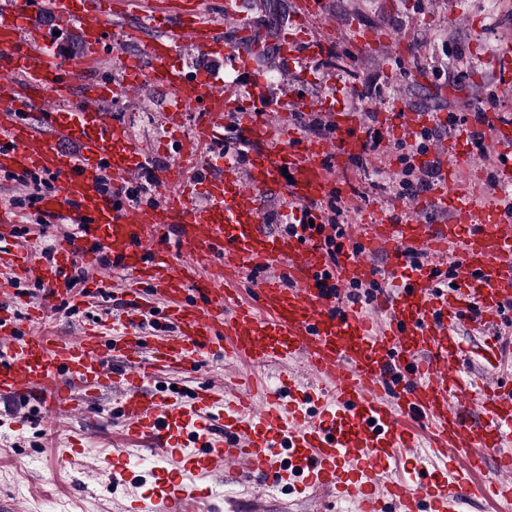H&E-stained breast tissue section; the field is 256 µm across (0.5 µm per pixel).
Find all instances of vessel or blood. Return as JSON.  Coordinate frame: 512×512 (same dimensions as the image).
Masks as SVG:
<instances>
[{
  "instance_id": "1",
  "label": "vessel or blood",
  "mask_w": 512,
  "mask_h": 512,
  "mask_svg": "<svg viewBox=\"0 0 512 512\" xmlns=\"http://www.w3.org/2000/svg\"><path fill=\"white\" fill-rule=\"evenodd\" d=\"M0 0V164L19 173L54 176L57 193L45 202L50 216L71 229L52 260L18 243L15 216L0 208V398L27 400L37 409L85 408L101 391L119 387L120 421L128 439L145 443L169 466L170 484L133 500L132 512H197L199 495L185 474L221 473L280 490L287 486L329 492V512L354 502L358 512H456L459 503L483 499L492 512H512V455L500 453L512 436V383L472 379L452 328L468 318L487 330L485 351L496 356L492 334L512 301V218L488 200L480 182L461 180V161L449 156L427 197L450 212L445 224L416 218L399 222L377 213L357 225L336 265H329L325 222L317 202L335 187L325 164L329 151L347 155L362 145L361 110L330 113L333 142L302 136L288 125L289 111L308 112L311 101L273 102L263 91L243 45L224 38L221 25L204 21L201 0ZM51 14L74 27L85 46L80 62L63 59L38 19ZM153 36H145V29ZM117 45L121 81L94 71ZM136 45V53L125 45ZM250 74L227 85L218 71L186 70L176 56L185 45ZM328 44L310 39L279 44L284 59L315 57ZM498 88L512 93V42L492 57ZM169 93L166 130L178 128L182 108L201 115L175 160L157 170L156 203L129 205L119 190L152 156L129 128L112 117L113 98L139 86ZM252 108L239 119L244 163L215 168L224 148V115L241 99ZM277 120H269V113ZM394 135L431 123L430 114L399 106L382 114ZM487 147L495 153L502 186L512 185V122L485 115ZM111 165L114 193L99 189ZM202 202H195V195ZM280 201L278 222L266 225L263 198ZM431 263L412 266L410 253ZM385 254L378 270L372 255ZM456 268L440 286L439 263ZM82 266L87 286L105 292L108 274L124 281L123 328L108 333L92 322L65 340L42 330L57 300L89 306L92 295L74 292L69 272ZM265 274L251 281L246 271ZM387 278L377 314L361 305H338L354 284ZM41 287L25 314L16 290ZM248 367L239 388L200 378L209 361ZM302 361L310 376L303 398L295 377L270 387L257 367ZM168 386L149 390V383ZM426 449L420 469L455 461L434 481L381 479L384 459ZM498 451L493 468L483 454ZM124 449L101 469L112 484L126 482Z\"/></svg>"
}]
</instances>
